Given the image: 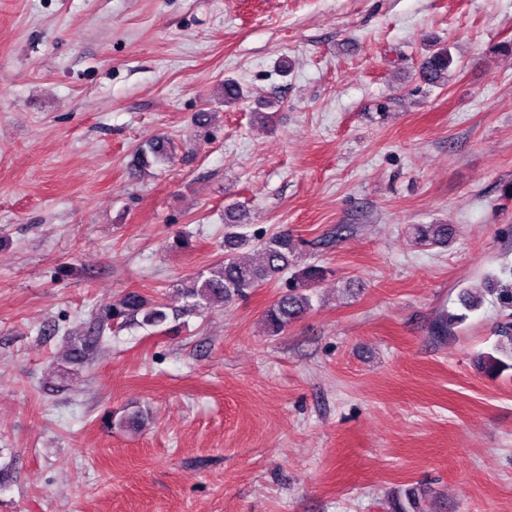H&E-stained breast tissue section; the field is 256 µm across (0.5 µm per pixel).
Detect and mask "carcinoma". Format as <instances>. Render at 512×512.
<instances>
[{"label": "carcinoma", "mask_w": 512, "mask_h": 512, "mask_svg": "<svg viewBox=\"0 0 512 512\" xmlns=\"http://www.w3.org/2000/svg\"><path fill=\"white\" fill-rule=\"evenodd\" d=\"M453 59L445 48H437L422 63L423 78L438 83L448 78ZM168 159L165 138L156 137L148 146L136 152L134 167L142 171ZM237 210L224 211V260L219 262L210 276L194 281L183 289V296L192 308L208 309L231 301L244 291L268 282H276L285 271H292V283L288 290L278 297L267 310L266 322L273 334L282 332L286 326L301 318L311 308V296L304 290L313 288L327 276V270L318 265L300 267L294 263L295 242L285 230L267 238L247 231ZM417 242L422 246H432L448 241V225H415ZM248 246L256 251L253 261H242L235 250ZM483 291L496 298L502 310V319L496 325L497 342L491 352L476 355L475 365L485 376L494 379L504 372L512 371V272H502L484 280ZM143 315V322L158 326L167 320V312L162 303H153L136 291L127 292L105 314L99 317V326L123 320L130 315ZM465 319V315L443 312L438 315L434 334L450 338L455 328ZM70 346L61 371L67 372L82 365L84 359L95 348L98 337L71 336ZM423 492L409 488L392 501L393 512H420Z\"/></svg>", "instance_id": "obj_1"}]
</instances>
